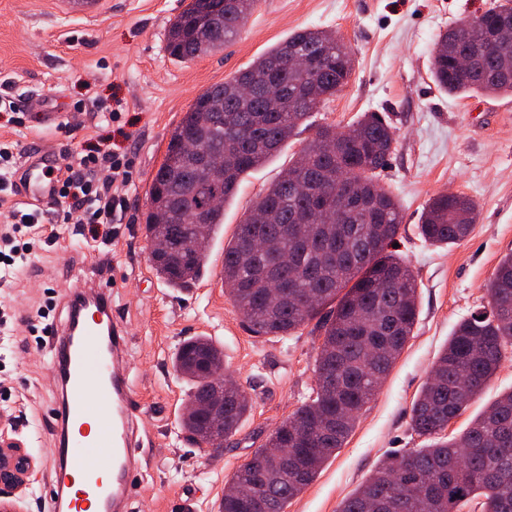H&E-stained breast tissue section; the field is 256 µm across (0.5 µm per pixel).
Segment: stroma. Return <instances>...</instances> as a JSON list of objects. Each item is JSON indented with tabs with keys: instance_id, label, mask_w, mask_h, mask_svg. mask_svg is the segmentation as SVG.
<instances>
[{
	"instance_id": "stroma-1",
	"label": "stroma",
	"mask_w": 512,
	"mask_h": 512,
	"mask_svg": "<svg viewBox=\"0 0 512 512\" xmlns=\"http://www.w3.org/2000/svg\"><path fill=\"white\" fill-rule=\"evenodd\" d=\"M188 0H105L98 14H65L60 0H0V95L25 107L61 99L57 126L16 123L0 110V143L25 152L46 145L70 160L90 146L127 149L134 157L126 193L130 207L117 237L97 246L82 225L59 223L45 209L37 248L10 284H0V431L18 440L35 461L17 512H48L56 458L53 405L59 395L51 369L53 344L31 331L47 296H54L55 327L69 317L67 289L95 280L108 261L112 317L128 338L129 381L138 400L135 419L143 442L130 512H220L224 484L263 446L274 428L316 386L321 338L307 325L293 335L256 336L224 291V241L232 237L257 197L287 168L315 127H345L367 112L399 129L382 184L402 211L396 253L417 278L418 317L413 334L343 448L285 512H336L391 454L422 448L411 428V407L454 326L476 311L500 258L512 251V96H451L431 73L435 36L496 0H257L239 35L223 50L179 62L165 49L171 21ZM336 34L353 49L354 73L341 92L310 118L280 152L252 170L224 209V236L210 253L205 278L188 288L159 279L148 257L144 213L151 179L172 130L195 97L300 29ZM123 112L121 124L101 109ZM454 191L477 205L470 234L450 246L419 232L431 198ZM208 336L224 350V368L248 393L253 409L222 451L189 443L178 421L188 385L171 357L193 336ZM512 388V348L490 386L448 430L456 433L500 392Z\"/></svg>"
}]
</instances>
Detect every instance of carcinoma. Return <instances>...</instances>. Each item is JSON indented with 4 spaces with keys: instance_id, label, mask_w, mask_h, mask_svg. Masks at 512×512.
I'll use <instances>...</instances> for the list:
<instances>
[{
    "instance_id": "carcinoma-1",
    "label": "carcinoma",
    "mask_w": 512,
    "mask_h": 512,
    "mask_svg": "<svg viewBox=\"0 0 512 512\" xmlns=\"http://www.w3.org/2000/svg\"><path fill=\"white\" fill-rule=\"evenodd\" d=\"M256 0H189L171 22L166 49L192 61L233 40ZM509 0L461 20L437 35L432 75L446 92L512 96V78L491 72L512 65ZM462 51L480 67L458 69ZM353 72L352 50L336 35L301 29L288 35L220 84L206 89L172 131L166 156L152 178L145 217L146 237L173 236L172 249L149 254L156 275L186 287L206 273L209 244L224 224V207L243 177L276 155L318 106L341 92ZM398 129L366 113L344 129L320 126L280 178L253 203L270 206L261 224L243 220L224 245V292L257 336H290L312 320L322 335L315 360V396L286 418L230 477L248 482L253 496L226 499L222 512H285L325 462L343 447L359 413L376 394L413 333L417 279L389 248L402 223L400 206L379 183ZM204 149L224 156L215 176L194 159ZM210 195L220 199L206 213L205 231L180 222L178 209H193ZM333 196L337 217L327 223L315 210L319 197ZM476 203L461 194L434 197L423 212L421 236L448 246L468 236ZM275 239L292 266L282 276L294 286V302L271 298L259 271L275 256L249 244ZM331 314L317 319L323 306ZM512 346V252L504 255L486 288L484 304L458 322L435 358L412 403L411 426L430 440L425 448L392 455L337 512H512V390L500 393L457 434L449 424L490 384ZM173 367L199 397L224 374V352L207 336L176 349ZM251 410L244 390L224 398V439L233 437ZM187 440L198 443L204 421L180 419Z\"/></svg>"
}]
</instances>
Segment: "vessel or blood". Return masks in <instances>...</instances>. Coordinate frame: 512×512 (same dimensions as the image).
<instances>
[{"mask_svg":"<svg viewBox=\"0 0 512 512\" xmlns=\"http://www.w3.org/2000/svg\"><path fill=\"white\" fill-rule=\"evenodd\" d=\"M63 162L50 147L29 153L15 176L24 204L58 195ZM111 287L80 292L77 311L57 333L53 359L61 397L53 411L59 453L51 478L53 512H129L139 446L135 402L126 376L124 338L112 320Z\"/></svg>","mask_w":512,"mask_h":512,"instance_id":"obj_1","label":"vessel or blood"}]
</instances>
